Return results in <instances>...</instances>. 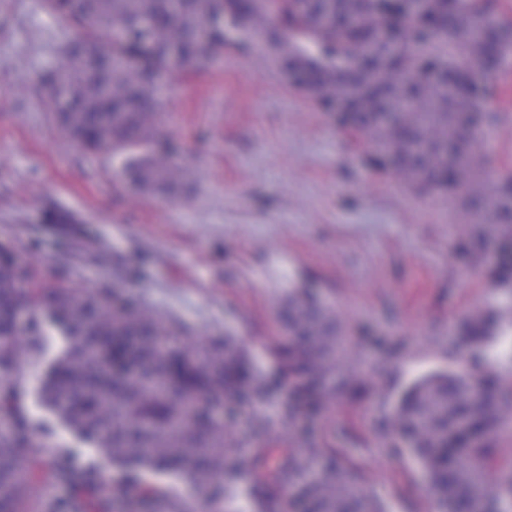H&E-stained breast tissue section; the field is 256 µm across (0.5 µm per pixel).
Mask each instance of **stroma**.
Returning a JSON list of instances; mask_svg holds the SVG:
<instances>
[{
  "label": "stroma",
  "instance_id": "35a3bbf8",
  "mask_svg": "<svg viewBox=\"0 0 512 512\" xmlns=\"http://www.w3.org/2000/svg\"><path fill=\"white\" fill-rule=\"evenodd\" d=\"M65 29L41 0H0V242L39 281L113 289L174 321L190 345L233 337L272 385L226 420L236 447L316 450L354 473L381 512H434L423 471L398 449L396 401L430 371H471L460 320L476 310L503 317L483 368L512 389V288L471 259L475 233L499 266L512 239L460 223L462 201L414 193L374 166L365 135L337 125L264 52L242 51L234 32L201 69L165 75L156 129L185 189L174 201L143 195L111 152L80 147L41 108L36 76L59 60ZM498 85L473 149L512 169V62ZM296 288L334 311L365 398L289 411L271 348ZM174 486L192 512H256L241 488L215 505L187 480Z\"/></svg>",
  "mask_w": 512,
  "mask_h": 512
}]
</instances>
